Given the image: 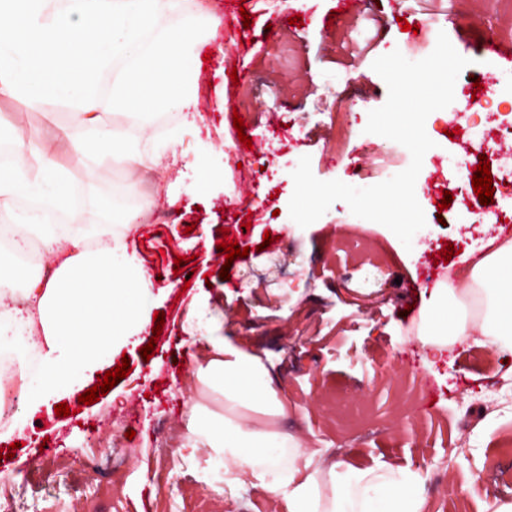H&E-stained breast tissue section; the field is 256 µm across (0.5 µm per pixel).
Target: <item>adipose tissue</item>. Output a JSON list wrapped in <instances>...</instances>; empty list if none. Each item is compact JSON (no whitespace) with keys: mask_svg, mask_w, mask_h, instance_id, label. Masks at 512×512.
<instances>
[{"mask_svg":"<svg viewBox=\"0 0 512 512\" xmlns=\"http://www.w3.org/2000/svg\"><path fill=\"white\" fill-rule=\"evenodd\" d=\"M0 198L19 203V219L0 225V239L36 246L55 264L51 276H19L0 260V348L36 359L53 378L51 387L77 383L111 351L114 337L142 328L149 278L129 256L125 235L114 225L136 223L137 213L100 201L107 221L94 231L76 224L83 198L43 143L26 146L0 133ZM470 304L447 285L429 293L430 309L418 341L426 365L443 360L449 346L479 335L480 346L512 347V238H487L460 256ZM205 362L197 376L224 392V414L194 404L186 430L224 460L228 484H246L279 500L285 512H425L427 476L413 462L320 461L289 436L270 445L258 416L284 412L272 380L257 358L203 337Z\"/></svg>","mask_w":512,"mask_h":512,"instance_id":"ef3b65f1","label":"adipose tissue"}]
</instances>
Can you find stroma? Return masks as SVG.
Returning a JSON list of instances; mask_svg holds the SVG:
<instances>
[{"label": "stroma", "mask_w": 512, "mask_h": 512, "mask_svg": "<svg viewBox=\"0 0 512 512\" xmlns=\"http://www.w3.org/2000/svg\"><path fill=\"white\" fill-rule=\"evenodd\" d=\"M444 12L450 42L475 62L456 84L471 85L484 76L481 62L492 57V44H512V0H422L411 17L401 0H362L348 12L340 0H182L183 17L208 24L190 67L204 120L186 126L177 106L163 131H135L152 163L118 172L100 167L85 179L75 215L86 227L105 222L103 195L134 209L149 197L167 201L127 234L129 253L146 273L160 275L147 296L148 321L77 384L0 423L9 512H57L70 503L78 473L90 498L111 483L118 512H273V502L249 486L225 485L223 459L186 447L190 405L202 398L196 340L205 334L258 357L287 397L284 415L268 419L269 430L303 439L324 456L424 465L426 512H483L491 495L512 502V352L489 356L458 343L436 369L427 368L416 340L429 286L420 249H405L391 230L353 215L342 201L305 228L289 215L302 156H310L319 180L372 185L376 167L366 161L365 127L388 97L372 64L397 49L423 59V52L405 50L403 27ZM246 15L251 25H244ZM297 17L302 25H294ZM343 107L358 120L338 149L334 118ZM237 116L243 129L233 126ZM62 127L53 108L24 112L0 96V129L17 142L52 141ZM445 127L441 120L425 124L435 146L416 186L423 235L456 241L471 215L454 203L441 208V193L427 185L451 181L456 195H472L479 152L460 146ZM174 132L184 148L212 145L205 170L192 158L175 164L158 153ZM246 136L251 146H244ZM241 183L252 194L236 197ZM222 241L248 248V256L227 260ZM157 312L165 315L158 336ZM150 342L155 348L142 359ZM125 359L128 376L98 402L79 403ZM358 398L369 400V417L337 415V405ZM61 402L68 416L56 415ZM116 429L134 433L124 461L116 472L97 474L86 466L88 444L111 443ZM40 465L52 475L30 489Z\"/></svg>", "instance_id": "35a3bbf8"}]
</instances>
